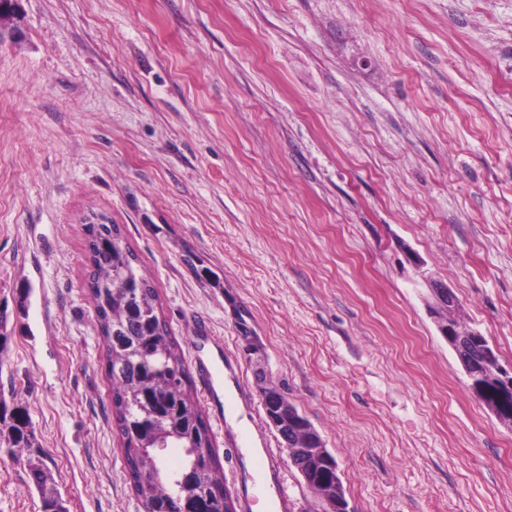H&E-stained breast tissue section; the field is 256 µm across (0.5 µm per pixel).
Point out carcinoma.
Listing matches in <instances>:
<instances>
[{"label":"carcinoma","instance_id":"obj_1","mask_svg":"<svg viewBox=\"0 0 512 512\" xmlns=\"http://www.w3.org/2000/svg\"><path fill=\"white\" fill-rule=\"evenodd\" d=\"M91 262L89 291L94 301L106 351V374L111 382L112 415L124 447L132 489L143 512H181L202 502L205 512H224V481L212 432L202 407L192 394V379L160 310L153 282L140 273L138 257L117 224L85 225ZM496 354L485 336L467 350L478 364L480 386L474 388L501 420L512 422V392L481 365L480 355ZM268 382L264 415L279 422L276 432L291 449L305 439L318 453L294 457L306 486L320 499L323 512H332L335 492L329 482L339 464L318 430L288 401L281 388ZM6 433L7 452L26 456L31 484L42 496V512H67L63 500L48 489L49 469L36 449L35 431L27 409L0 400V433ZM182 457L166 465L168 449Z\"/></svg>","mask_w":512,"mask_h":512}]
</instances>
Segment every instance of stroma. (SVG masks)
<instances>
[{"instance_id": "35a3bbf8", "label": "stroma", "mask_w": 512, "mask_h": 512, "mask_svg": "<svg viewBox=\"0 0 512 512\" xmlns=\"http://www.w3.org/2000/svg\"><path fill=\"white\" fill-rule=\"evenodd\" d=\"M0 46V398L68 512H143L112 419L84 219L119 224L184 359L246 386L213 428L279 448L236 321L352 512H512V428L467 387L434 282L512 364V0H21ZM415 253L417 262L407 259ZM28 306L19 310L21 289ZM0 448V512H40Z\"/></svg>"}]
</instances>
